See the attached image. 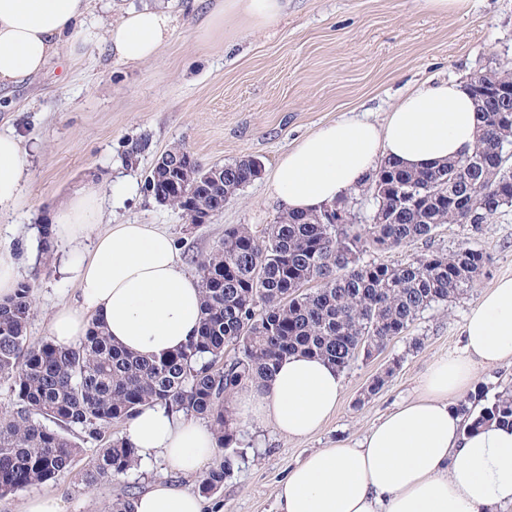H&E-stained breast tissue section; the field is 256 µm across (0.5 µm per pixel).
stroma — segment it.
<instances>
[{"label": "stroma", "instance_id": "stroma-1", "mask_svg": "<svg viewBox=\"0 0 512 512\" xmlns=\"http://www.w3.org/2000/svg\"><path fill=\"white\" fill-rule=\"evenodd\" d=\"M169 5L174 31L153 61L112 59L100 43L77 61L61 51L41 72L0 87V132H15L25 148L22 198L0 214V250L12 251L23 281L34 284L32 341L48 338L53 312L78 295L76 283L57 274L59 254L44 239L52 210L85 186L97 185L103 200L94 233L114 224L156 225L173 238L193 275L223 241L225 227L243 224L255 232L276 221L282 207L268 186L278 160L320 125L346 118L381 124L423 82L512 70V0H471L468 12L456 14L432 12L424 0H288L286 12L259 29L211 21L219 0ZM140 137L148 149L127 159V143ZM175 145L206 164L256 158L262 171L222 213L193 224L144 189L156 159ZM466 241L490 259L476 287L424 312L381 354L352 363L335 414L314 434L291 438L269 422L241 426L240 452L223 488L208 496L210 512H278L275 491L291 468L310 452L361 439L418 396L434 362L460 353L468 311L501 277H512V208L476 236L467 225L447 224L430 242L364 255L397 264ZM381 374L384 386L368 394ZM79 446L73 474L0 497V512H23L36 491L57 496L65 512H101L126 485L140 491L168 476L153 460L88 489L78 474L99 444L85 439Z\"/></svg>", "mask_w": 512, "mask_h": 512}]
</instances>
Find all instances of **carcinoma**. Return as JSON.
<instances>
[{
	"mask_svg": "<svg viewBox=\"0 0 512 512\" xmlns=\"http://www.w3.org/2000/svg\"><path fill=\"white\" fill-rule=\"evenodd\" d=\"M501 94L486 100L475 146L433 168L409 169L387 162L369 178L370 213L365 228L354 223L348 200L336 204L346 223L331 224L327 210L284 213L256 234L240 224L202 260V319L180 351L149 359L114 344L91 323L85 339L62 348L27 336L33 284H19L0 302V381L15 407L0 411V496L72 472L80 430L97 441L101 428L125 423L143 407L160 404L212 423L218 447L235 449L239 427L228 399L251 383H263L283 359L303 352L339 371L358 357L371 358L402 336L425 311L474 288L489 258L464 243L451 252L432 250L396 265L363 261L370 249L387 251L432 240L445 224H482L512 204V72L492 77ZM182 159L181 172L166 159ZM150 171L152 196L176 206L195 224L218 214L245 186L256 158L205 165L180 146L164 153ZM512 425V390L483 404L472 426ZM230 458L216 460L199 483L218 492ZM139 468L125 438L105 442L94 465L79 473L95 487ZM135 493L103 512H135Z\"/></svg>",
	"mask_w": 512,
	"mask_h": 512,
	"instance_id": "obj_1",
	"label": "carcinoma"
}]
</instances>
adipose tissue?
Masks as SVG:
<instances>
[{"instance_id": "1", "label": "adipose tissue", "mask_w": 512, "mask_h": 512, "mask_svg": "<svg viewBox=\"0 0 512 512\" xmlns=\"http://www.w3.org/2000/svg\"><path fill=\"white\" fill-rule=\"evenodd\" d=\"M94 0H0V85L42 71L62 48L102 42L122 62L154 59L174 30V18L155 5L125 12L99 30ZM288 0H225V20L251 27L280 17ZM479 115L465 78L411 89L383 125L340 119L301 139L282 157L271 190L288 213H310L366 183L385 160L411 169L436 166L473 147ZM21 141L0 134V210L22 197ZM101 218V197L90 188L61 205L50 231L66 248L61 274L80 286L77 306L50 322L56 345L71 347L91 323L113 344L163 357L183 348L201 320L202 289L188 274L172 238L151 224H115L83 248ZM461 355L436 361L420 394L386 415L356 444L311 453L279 483L280 512H498L512 505V427L495 422L468 427L453 400L473 381L475 366L512 362V278L482 295L463 324ZM344 389L342 374L322 358L296 353L267 387L234 394L240 422H271L291 437L316 432L331 417ZM141 460L166 470L199 472L217 448L213 431L161 406L145 407L127 426ZM135 512H206L204 498L158 481L138 494Z\"/></svg>"}]
</instances>
